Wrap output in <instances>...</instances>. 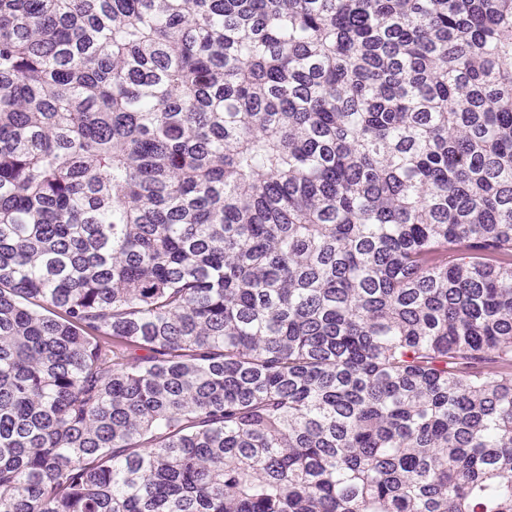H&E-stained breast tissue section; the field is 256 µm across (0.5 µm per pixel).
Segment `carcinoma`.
<instances>
[{
  "instance_id": "cac0c4a2",
  "label": "carcinoma",
  "mask_w": 512,
  "mask_h": 512,
  "mask_svg": "<svg viewBox=\"0 0 512 512\" xmlns=\"http://www.w3.org/2000/svg\"><path fill=\"white\" fill-rule=\"evenodd\" d=\"M0 512H512V0H0Z\"/></svg>"
}]
</instances>
